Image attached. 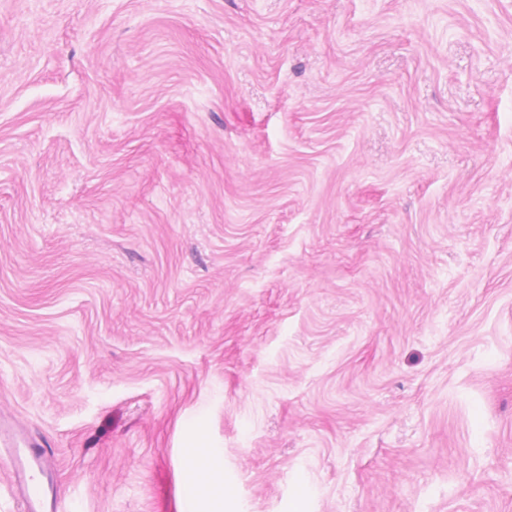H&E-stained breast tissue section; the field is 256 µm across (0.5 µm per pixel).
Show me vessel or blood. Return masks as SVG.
<instances>
[{
	"label": "vessel or blood",
	"instance_id": "obj_1",
	"mask_svg": "<svg viewBox=\"0 0 512 512\" xmlns=\"http://www.w3.org/2000/svg\"><path fill=\"white\" fill-rule=\"evenodd\" d=\"M0 446L12 451L13 477L22 488L26 512H62L57 468L45 443L0 419Z\"/></svg>",
	"mask_w": 512,
	"mask_h": 512
}]
</instances>
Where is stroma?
<instances>
[{
  "label": "stroma",
  "instance_id": "obj_1",
  "mask_svg": "<svg viewBox=\"0 0 512 512\" xmlns=\"http://www.w3.org/2000/svg\"><path fill=\"white\" fill-rule=\"evenodd\" d=\"M0 410L65 512H512V0H0ZM223 483V473H221L218 469H214L211 471V476L207 487L203 488L194 482L193 484L186 486V492L197 499L214 502L217 506V510L209 511L222 512L224 511Z\"/></svg>",
  "mask_w": 512,
  "mask_h": 512
}]
</instances>
